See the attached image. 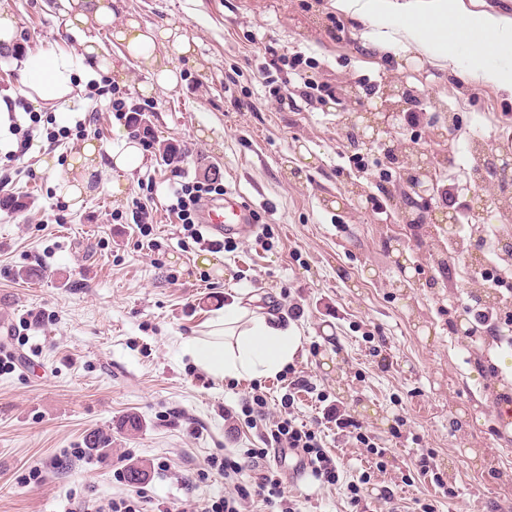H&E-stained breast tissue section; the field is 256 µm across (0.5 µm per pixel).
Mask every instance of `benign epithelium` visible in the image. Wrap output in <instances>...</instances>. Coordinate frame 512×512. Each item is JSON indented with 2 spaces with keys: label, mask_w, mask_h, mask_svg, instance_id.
Instances as JSON below:
<instances>
[{
  "label": "benign epithelium",
  "mask_w": 512,
  "mask_h": 512,
  "mask_svg": "<svg viewBox=\"0 0 512 512\" xmlns=\"http://www.w3.org/2000/svg\"><path fill=\"white\" fill-rule=\"evenodd\" d=\"M348 104L340 109V121L348 129L350 140L358 146L378 148L385 161L403 173L404 189L397 196V209L407 224H446L454 229L457 213L444 205V190L438 187L437 173L447 168L451 160L448 152H435L425 148H409L400 144L398 130L417 103V90L406 77H392L380 89L379 102L371 104L348 86ZM473 187L467 195V210L485 215L492 211L494 198L484 195L479 187L495 181L506 186L512 184V149L494 147L483 154L482 163L471 172ZM391 248L398 251L395 263L400 270V284L408 286L412 279L406 276L408 258L406 245L394 240Z\"/></svg>",
  "instance_id": "1"
}]
</instances>
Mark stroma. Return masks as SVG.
Segmentation results:
<instances>
[{
    "label": "stroma",
    "mask_w": 512,
    "mask_h": 512,
    "mask_svg": "<svg viewBox=\"0 0 512 512\" xmlns=\"http://www.w3.org/2000/svg\"><path fill=\"white\" fill-rule=\"evenodd\" d=\"M112 2L114 25L133 18L189 36L192 53L170 59L175 88L141 94L145 68L109 30L68 28L54 0H8L16 32L12 47H0V98L18 108L14 140L34 130L24 161L36 178L10 191L25 209L0 208V360L15 362L0 369V512H69L81 500L116 498L130 487L116 473L136 467L156 502L188 512L192 499L224 493L223 480L200 475L209 458L264 447L265 428L244 415L257 392L272 405L293 394V417L340 463L328 485L296 473L294 456L280 459L300 512H390L394 502L402 512L426 504L512 512V423L495 403L512 395V349L486 332L457 334L473 296L463 261L438 270L442 227L397 222L388 202L401 189L397 172L375 149L354 148L334 101L313 96L304 80L339 93L352 84L369 99L386 78L411 70V86L460 118L450 137L454 165L440 178L460 190L476 164L472 139L492 145L512 131V97L455 78L480 63L463 44L449 43L448 68L397 42L384 54L366 49L397 18L364 27L329 0ZM86 36L99 38L112 70L87 74ZM59 49L74 63L72 93L59 103L31 98L23 60ZM271 61L277 70L267 81L260 70ZM117 101L137 107L139 126L152 133L140 168L121 176L71 163L85 139L105 152L116 144ZM65 111L84 119L66 123ZM169 143L179 151L171 160ZM48 154L57 157L50 170ZM177 170L242 194L259 215L257 230L217 247L195 242L166 210ZM119 177L126 188L116 196L107 186ZM150 180L152 252L137 245L133 206ZM351 181L372 208L343 203ZM66 182L86 184L80 208L60 194ZM395 236L408 243L403 273L387 248ZM205 255L211 266H200ZM29 268L39 277H21ZM404 275L410 287H399ZM240 301L293 328L301 348L275 375L220 382L181 346L214 311ZM297 379L313 392L291 391ZM333 408L360 435L327 421ZM93 432L111 435V447L84 448Z\"/></svg>",
    "instance_id": "35a3bbf8"
}]
</instances>
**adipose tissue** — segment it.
<instances>
[{
  "instance_id": "1",
  "label": "adipose tissue",
  "mask_w": 512,
  "mask_h": 512,
  "mask_svg": "<svg viewBox=\"0 0 512 512\" xmlns=\"http://www.w3.org/2000/svg\"><path fill=\"white\" fill-rule=\"evenodd\" d=\"M336 11L359 21H373L381 16L402 19V39L418 52L437 61H448V27L461 23L469 31L481 32L483 42L473 47L483 56L491 45L512 44V19L488 11L464 12L462 0H331ZM57 12L67 25L81 28L89 22L112 27V36L124 45L130 57L143 61L153 70L152 77L161 87H174L179 81L176 70L159 66L156 47L184 56L192 42L181 27L152 29L136 20L116 27L112 24L109 0H57ZM39 74L32 84L39 99L59 101L72 92L73 63L69 54L52 51L38 61ZM208 333L191 337L182 351L216 379H255L282 371L300 350L295 331L273 324L267 316L242 306H230L207 324Z\"/></svg>"
}]
</instances>
